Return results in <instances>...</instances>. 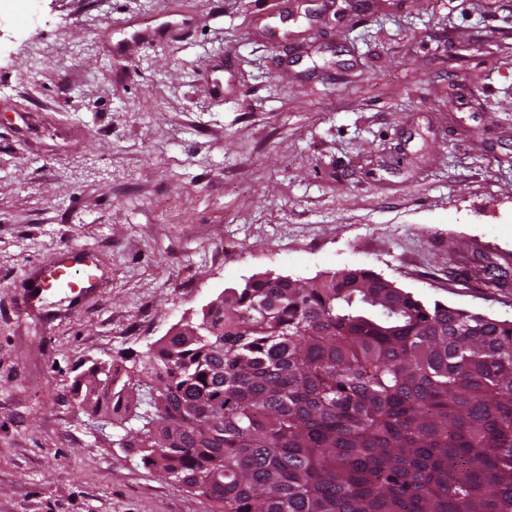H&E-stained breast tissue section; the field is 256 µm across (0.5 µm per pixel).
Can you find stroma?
<instances>
[{
  "label": "stroma",
  "mask_w": 512,
  "mask_h": 512,
  "mask_svg": "<svg viewBox=\"0 0 512 512\" xmlns=\"http://www.w3.org/2000/svg\"><path fill=\"white\" fill-rule=\"evenodd\" d=\"M195 18L135 44L120 20ZM91 256L93 294L28 298ZM512 0H0V512H210L88 422L258 274L368 268L512 319Z\"/></svg>",
  "instance_id": "stroma-1"
}]
</instances>
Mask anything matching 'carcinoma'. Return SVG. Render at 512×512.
<instances>
[{
    "instance_id": "carcinoma-1",
    "label": "carcinoma",
    "mask_w": 512,
    "mask_h": 512,
    "mask_svg": "<svg viewBox=\"0 0 512 512\" xmlns=\"http://www.w3.org/2000/svg\"><path fill=\"white\" fill-rule=\"evenodd\" d=\"M192 328L73 393L211 512H512V320L350 268L255 276Z\"/></svg>"
}]
</instances>
